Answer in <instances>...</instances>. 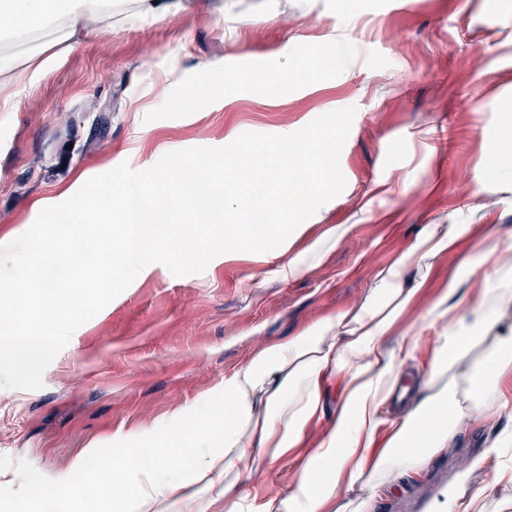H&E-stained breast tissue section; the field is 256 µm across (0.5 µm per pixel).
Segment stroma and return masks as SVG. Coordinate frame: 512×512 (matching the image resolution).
Listing matches in <instances>:
<instances>
[{
    "label": "stroma",
    "mask_w": 512,
    "mask_h": 512,
    "mask_svg": "<svg viewBox=\"0 0 512 512\" xmlns=\"http://www.w3.org/2000/svg\"><path fill=\"white\" fill-rule=\"evenodd\" d=\"M159 20L133 0L112 13L111 35L65 42L57 30L0 49L48 51L51 64L16 87L0 110V246L34 223L39 203L59 204L89 179L129 161L223 147L251 132L284 135L356 107L340 157L344 190L279 247L229 252L200 274L149 265L81 325L38 391L0 388V512H47L34 480L74 474L89 450L168 444L172 416L218 401L224 379L268 343L368 300L378 273L432 224H472L512 241V0H187ZM332 69L309 83L280 82L318 58ZM346 226L344 235L332 228ZM472 240L409 269L413 303L385 339H417L425 371L440 326L479 294L485 268L466 267ZM306 260L300 277L281 275ZM458 293L444 298L448 284ZM512 412L464 426L415 477H395L376 512H428L443 487L489 503L512 485L470 461Z\"/></svg>",
    "instance_id": "1"
}]
</instances>
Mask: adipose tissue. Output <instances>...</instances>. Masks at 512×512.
Returning a JSON list of instances; mask_svg holds the SVG:
<instances>
[{"label": "adipose tissue", "mask_w": 512, "mask_h": 512, "mask_svg": "<svg viewBox=\"0 0 512 512\" xmlns=\"http://www.w3.org/2000/svg\"><path fill=\"white\" fill-rule=\"evenodd\" d=\"M0 33L27 41L56 27L68 39L103 32L113 0H7ZM475 239L480 261L512 269V244L479 235L469 224H434L415 246L379 274L373 303L314 323L299 335L262 348L224 381V420L218 430L188 427L180 466H170L162 448H124L112 470V502L127 512H156L175 500L178 512H201V492L218 489L222 512H329L342 489L362 486L353 512H374L390 478L410 477L448 447L467 420L494 417L512 408V328L503 314L512 290L485 276L471 309L455 317L437 341L422 392L412 409L391 424L385 452H377L383 412L397 390L415 342L399 356L382 349L384 336L413 301L401 287L406 270ZM341 377L335 417L315 448L297 461L288 486L274 479L306 426L317 419L325 383Z\"/></svg>", "instance_id": "ef3b65f1"}]
</instances>
